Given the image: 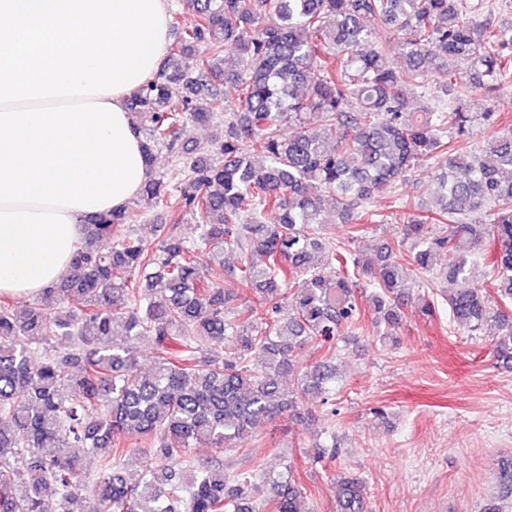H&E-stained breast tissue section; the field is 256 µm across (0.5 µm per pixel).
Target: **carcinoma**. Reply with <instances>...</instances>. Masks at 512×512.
<instances>
[{
    "label": "carcinoma",
    "instance_id": "cac0c4a2",
    "mask_svg": "<svg viewBox=\"0 0 512 512\" xmlns=\"http://www.w3.org/2000/svg\"><path fill=\"white\" fill-rule=\"evenodd\" d=\"M502 0H188L194 19L176 20L168 70L132 100L148 123V160L175 150L190 123L214 113L192 100L204 82L239 87L224 133L195 158L179 195L151 176L140 197L193 219L187 240L157 225L147 250L131 232L134 206L93 216L60 282L19 316L0 300V512H44L51 489L59 512H304L307 491L292 467L280 473H229L190 456L197 443L243 448L261 420L296 411L312 395L336 391V337L363 319L359 294L374 289L375 324L391 336L407 305L410 267L431 271L448 254L454 288L448 309L475 336L499 331L497 353L512 358V129L467 147L475 127L494 121L465 102L477 90L512 85V28L488 16ZM487 18L479 19V12ZM401 40L395 66L384 41ZM207 41L198 75L177 58ZM449 99L407 110L431 88ZM447 156L446 166L431 161ZM413 173L436 180L431 216H413L381 248L377 264L336 248V224H377L370 209L396 195ZM318 185L322 193H311ZM277 222L267 224V214ZM448 225L442 234L427 220ZM239 255L247 298L208 277L205 257ZM491 269L497 300L476 281ZM126 269L134 280L116 281ZM69 338L74 349L32 363L33 345ZM227 336L237 346L212 347ZM158 347L151 373L137 372L129 342ZM307 342L325 361L282 388ZM147 440L126 448L124 439ZM142 456L141 478L121 475L124 458ZM95 455L88 479L81 460ZM364 484L340 477L337 512H365Z\"/></svg>",
    "mask_w": 512,
    "mask_h": 512
}]
</instances>
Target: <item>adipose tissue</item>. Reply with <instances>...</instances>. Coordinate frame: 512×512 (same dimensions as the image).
Instances as JSON below:
<instances>
[{
    "label": "adipose tissue",
    "mask_w": 512,
    "mask_h": 512,
    "mask_svg": "<svg viewBox=\"0 0 512 512\" xmlns=\"http://www.w3.org/2000/svg\"><path fill=\"white\" fill-rule=\"evenodd\" d=\"M167 41V0H0V295L57 283L86 219L140 191L127 102Z\"/></svg>",
    "instance_id": "ef3b65f1"
}]
</instances>
